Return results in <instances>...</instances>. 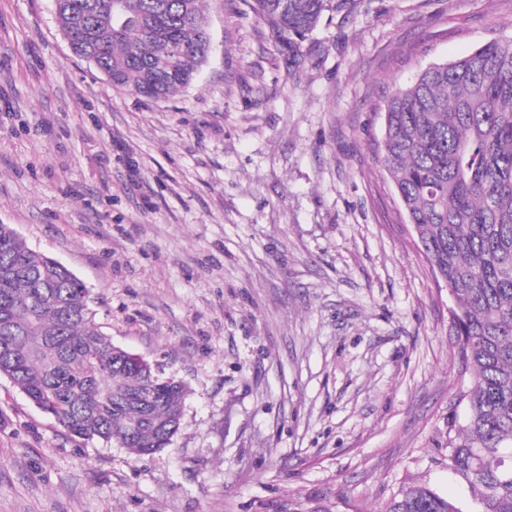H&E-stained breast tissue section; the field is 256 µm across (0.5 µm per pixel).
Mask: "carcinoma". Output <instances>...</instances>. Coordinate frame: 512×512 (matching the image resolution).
I'll use <instances>...</instances> for the list:
<instances>
[{"instance_id":"obj_1","label":"carcinoma","mask_w":512,"mask_h":512,"mask_svg":"<svg viewBox=\"0 0 512 512\" xmlns=\"http://www.w3.org/2000/svg\"><path fill=\"white\" fill-rule=\"evenodd\" d=\"M73 53L151 100L190 85L212 51L210 0H54ZM331 0H253L299 67ZM378 162L454 301L467 416L448 464L477 512H512V40L423 70L384 107ZM86 286L0 224V376L65 431L137 457L179 432L185 385L100 330ZM384 512H462L426 484Z\"/></svg>"}]
</instances>
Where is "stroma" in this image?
<instances>
[{"mask_svg":"<svg viewBox=\"0 0 512 512\" xmlns=\"http://www.w3.org/2000/svg\"><path fill=\"white\" fill-rule=\"evenodd\" d=\"M253 0L168 99L73 54L53 0H0V224L189 394L141 458L67 434L0 377V512H383L448 470L464 419L448 290L375 150L433 64L512 39V0H347L288 53Z\"/></svg>","mask_w":512,"mask_h":512,"instance_id":"stroma-1","label":"stroma"}]
</instances>
